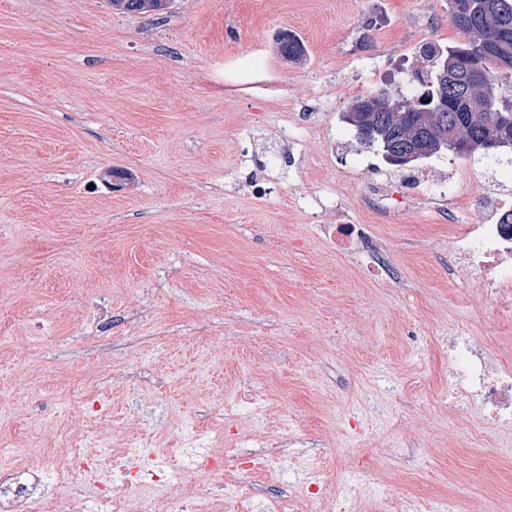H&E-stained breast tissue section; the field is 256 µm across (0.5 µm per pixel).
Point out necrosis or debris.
Instances as JSON below:
<instances>
[{
  "label": "necrosis or debris",
  "instance_id": "necrosis-or-debris-1",
  "mask_svg": "<svg viewBox=\"0 0 512 512\" xmlns=\"http://www.w3.org/2000/svg\"><path fill=\"white\" fill-rule=\"evenodd\" d=\"M484 210L490 218H477L472 224H449L448 241L457 257L480 275V288L500 309L499 335L512 334V196L486 192ZM324 237L341 247L371 255L373 270L387 272L390 259L382 241L363 224H324ZM474 405L479 417L512 427V347L489 354L485 340L472 336L448 339V407ZM287 431L270 434L254 429L237 434L226 452L210 449L184 457L181 464L152 460L150 466L131 465L139 455L137 438L128 439L125 448L112 450L110 461L120 481L99 483L95 499L73 497V512H214L217 504L230 501L234 512H252L264 484L276 476L274 465L288 450ZM205 474L204 483L187 491L183 470ZM317 502L322 512H347L320 474L306 478L299 495L275 501L274 512H303L306 502Z\"/></svg>",
  "mask_w": 512,
  "mask_h": 512
}]
</instances>
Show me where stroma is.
Returning <instances> with one entry per match:
<instances>
[{
  "mask_svg": "<svg viewBox=\"0 0 512 512\" xmlns=\"http://www.w3.org/2000/svg\"><path fill=\"white\" fill-rule=\"evenodd\" d=\"M283 32L302 60L279 55ZM457 38L448 0H0V437L23 447L0 472L64 505L67 443L94 455L134 435L170 459L184 427L230 439L284 412L300 454L265 500L299 493L322 440L353 512L469 504L491 483L490 512L512 503V434L437 455L448 415L426 395L449 337H490L499 310L450 258L444 208L342 119L356 94L401 91L420 45ZM485 158L467 160L457 223L512 175V150ZM323 224L368 225L395 278L332 252ZM244 387L268 410L229 421ZM408 441L425 450L413 474L378 456L353 482L358 452ZM171 2V0H109L113 10L134 15L163 12Z\"/></svg>",
  "mask_w": 512,
  "mask_h": 512,
  "instance_id": "stroma-1",
  "label": "stroma"
}]
</instances>
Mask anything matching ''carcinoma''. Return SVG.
<instances>
[{"instance_id": "obj_1", "label": "carcinoma", "mask_w": 512, "mask_h": 512, "mask_svg": "<svg viewBox=\"0 0 512 512\" xmlns=\"http://www.w3.org/2000/svg\"><path fill=\"white\" fill-rule=\"evenodd\" d=\"M112 9L127 14L162 12L171 0H109ZM448 18L461 40L442 47L426 43L419 49L427 58L438 57L456 73L461 83L448 89V102L434 99L422 111L415 101L374 89L351 98L344 120L361 115L376 130L372 147L387 154V143L400 140L406 131L393 124L392 116L406 114L414 140L430 144L431 151L412 160L417 163L443 151L459 158L485 151L480 140L499 136L512 140V33L499 36L502 23L512 24V0H448ZM278 52L288 60L306 54L294 35L278 43Z\"/></svg>"}]
</instances>
